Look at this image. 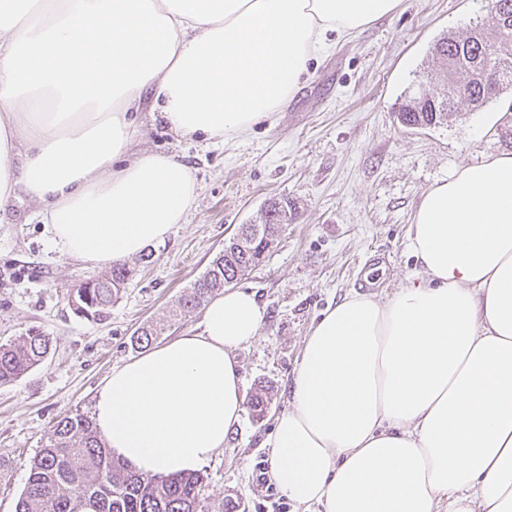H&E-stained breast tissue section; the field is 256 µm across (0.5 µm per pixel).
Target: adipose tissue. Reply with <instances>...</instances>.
Returning a JSON list of instances; mask_svg holds the SVG:
<instances>
[{
    "mask_svg": "<svg viewBox=\"0 0 512 512\" xmlns=\"http://www.w3.org/2000/svg\"><path fill=\"white\" fill-rule=\"evenodd\" d=\"M399 0H0V200L39 202L53 243L107 265L165 240L193 170L133 152L160 108L233 139L281 111L326 35ZM418 269L386 300L346 295L312 326L276 419L270 476L323 512H512V153L436 182L414 215ZM265 320L225 289L199 330L114 369L95 426L136 471H190L243 412L236 352Z\"/></svg>",
    "mask_w": 512,
    "mask_h": 512,
    "instance_id": "obj_1",
    "label": "adipose tissue"
}]
</instances>
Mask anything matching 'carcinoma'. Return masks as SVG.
I'll list each match as a JSON object with an SVG mask.
<instances>
[{
    "mask_svg": "<svg viewBox=\"0 0 512 512\" xmlns=\"http://www.w3.org/2000/svg\"><path fill=\"white\" fill-rule=\"evenodd\" d=\"M494 28L498 39L487 40L473 28L465 35L446 33L433 44L432 67L418 86H409L395 108L400 124L426 127L441 124L482 107L489 99L512 86V0H497ZM292 205L281 201L266 209L262 223L241 225L252 230L249 247L242 251L227 244L211 262L193 291L178 302L173 316L187 315L212 291L240 279L258 265L279 225L292 220ZM131 269L112 266L109 275L92 281L90 288H73L75 312L103 320L125 288ZM165 325L156 323L136 331L134 349H143L160 338ZM52 339L30 332L16 342L0 344V385L31 371L47 357ZM272 389L260 385L248 398L257 418L270 404ZM205 478L198 472L147 476L134 471L112 455L93 419L83 413L66 414L30 461L25 487L16 512H80L91 502L96 512H209L204 497Z\"/></svg>",
    "mask_w": 512,
    "mask_h": 512,
    "instance_id": "obj_1",
    "label": "carcinoma"
}]
</instances>
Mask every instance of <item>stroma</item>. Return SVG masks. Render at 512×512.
<instances>
[{
    "label": "stroma",
    "instance_id": "35a3bbf8",
    "mask_svg": "<svg viewBox=\"0 0 512 512\" xmlns=\"http://www.w3.org/2000/svg\"><path fill=\"white\" fill-rule=\"evenodd\" d=\"M484 13L483 0H400L392 14L360 31L331 34L330 50L310 61L283 111L235 140L175 133L158 110L143 107L135 115V153L189 165L197 195L164 242L127 259L132 275L105 320L77 314L68 296L106 268L55 246L36 201L22 195L0 205V343L31 330L52 338L39 366L0 385V512H15L29 462L54 423L76 411L92 414L112 370L135 357L133 333L166 319L238 227L283 197L296 205L294 223L237 282L265 311L258 338L237 352L242 390L264 383L274 397L263 419L244 410L200 471L210 512L228 495L245 512H322L317 504L268 497L259 467L271 461L275 420L291 403L304 340L322 312L357 290L370 270L379 273L377 298L406 285L416 268L408 241L423 194L460 166L512 152L507 90L486 104L500 118L478 135L474 112L427 128L403 127L394 115L435 40L466 32Z\"/></svg>",
    "mask_w": 512,
    "mask_h": 512
}]
</instances>
